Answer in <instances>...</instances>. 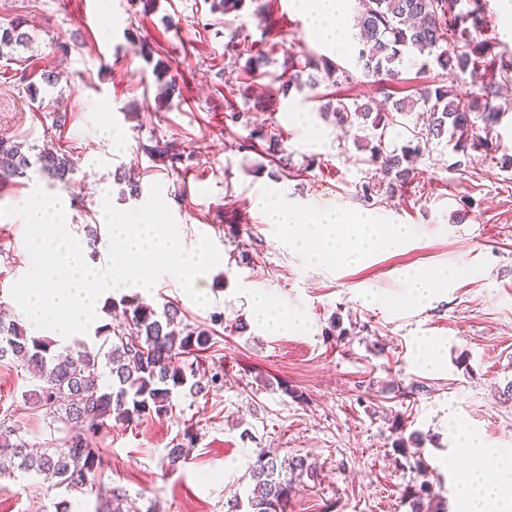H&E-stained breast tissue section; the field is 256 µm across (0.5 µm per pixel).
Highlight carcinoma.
Masks as SVG:
<instances>
[{
  "instance_id": "obj_1",
  "label": "carcinoma",
  "mask_w": 512,
  "mask_h": 512,
  "mask_svg": "<svg viewBox=\"0 0 512 512\" xmlns=\"http://www.w3.org/2000/svg\"><path fill=\"white\" fill-rule=\"evenodd\" d=\"M359 5L358 64L386 99L391 100L387 86L398 79L399 67L411 55L427 57L444 73L489 75L470 95L437 82L416 99L392 100L394 112H413L420 106L430 113L420 139L447 140L460 156L454 166L466 165L472 150L489 149L503 110L496 104L499 83L489 73L496 65L492 44L478 38L487 25L484 0H359ZM24 25L18 18L7 28L0 27V48L25 43ZM247 52L245 67L251 71L268 62L260 47L251 46ZM314 67L309 57L302 62L289 58L288 87L300 84L303 74ZM323 110L332 112L340 126L371 124V160L381 163L390 184L402 187L410 181L420 146L386 150L390 115L384 109L339 99L326 103ZM38 162L40 171L55 183L70 187L73 168L66 154L47 148L39 153ZM31 166L21 144L0 140L1 185L25 177ZM120 303L121 321L97 327V342L78 341L64 352L52 351V341L29 334L17 322H0V361L12 360L31 371L34 384L28 399L43 411L49 431L60 434L33 450L21 428L0 420V447L5 449L0 475L18 471L35 476L50 490H94L105 498V512H152L141 510L123 488L100 481L104 452L93 438L114 421L132 425L148 416L167 415L180 393H201L202 382L195 372H185L179 359L209 349L211 336L184 323L172 305H164L159 313L137 296L124 297ZM308 470L307 459L301 456L287 463L269 454L258 456L250 466L248 512H288L295 482ZM435 496L433 482L422 481L406 494L410 512H424V504Z\"/></svg>"
}]
</instances>
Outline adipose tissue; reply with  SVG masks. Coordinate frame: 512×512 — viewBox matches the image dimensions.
<instances>
[{"instance_id":"1","label":"adipose tissue","mask_w":512,"mask_h":512,"mask_svg":"<svg viewBox=\"0 0 512 512\" xmlns=\"http://www.w3.org/2000/svg\"><path fill=\"white\" fill-rule=\"evenodd\" d=\"M268 219L287 226L289 246L314 262L331 259L344 265L357 264L375 252L400 247L412 234L409 226L386 228L370 216L344 211L320 213L305 231L301 228L302 215L284 203L273 204ZM456 496L463 512H512V494L502 485L486 483L477 467L460 477Z\"/></svg>"}]
</instances>
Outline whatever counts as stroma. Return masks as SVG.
<instances>
[{"label": "stroma", "mask_w": 512, "mask_h": 512, "mask_svg": "<svg viewBox=\"0 0 512 512\" xmlns=\"http://www.w3.org/2000/svg\"><path fill=\"white\" fill-rule=\"evenodd\" d=\"M355 0H344V47L313 29L298 0H246L224 15L212 0H0V26L26 18L27 45L0 55V136L24 150L55 146L75 173L61 188L30 168L0 187V312L26 317L8 287L31 266L20 217L5 215L35 189L66 193V222L100 267L109 261L105 202L142 206L153 185L186 249L210 238L221 261L197 279L205 307L180 283L160 277L149 299L177 305L185 323L206 328L211 346L189 356L201 380L221 387L180 398L172 414L114 424L96 444L102 480L157 512H246L248 467L258 455L307 457L288 512H408L405 492L434 480L447 512H460L455 482L469 466L458 429L512 453V108L496 128L499 147L454 167L447 143L417 144L422 116L393 113L386 141L421 153L404 187L367 201L373 180L371 130L339 127L326 99L367 101L375 86L357 63ZM269 40V61L244 72L245 42ZM67 52H58V44ZM154 49L152 61L142 44ZM308 55L349 71L346 83L321 80L282 91L283 63ZM168 65L178 89L161 101L153 61ZM57 73L56 84L43 72ZM239 111L238 121L227 118ZM278 138L252 140L254 127ZM121 145H114L113 134ZM167 154H157L159 146ZM282 201L305 218L323 210L370 214L375 223L411 225L399 249L364 264L315 263L288 245V229L267 223ZM459 268L429 302L404 297L406 271ZM268 293L295 318L268 331L255 321L253 291ZM443 365H425L427 346ZM30 373L0 362V416L30 445L50 439L41 412L26 402ZM418 433L416 454L396 450ZM185 458L169 466L167 453ZM96 512L95 496L46 490L20 476L0 477V512Z\"/></svg>", "instance_id": "35a3bbf8"}]
</instances>
